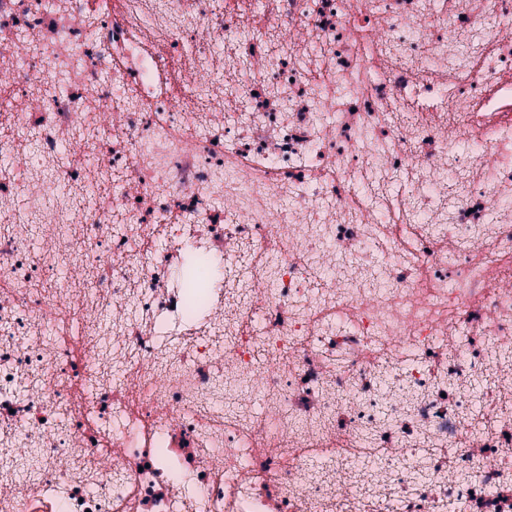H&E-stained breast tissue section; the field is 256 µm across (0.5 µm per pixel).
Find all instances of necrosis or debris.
<instances>
[{"mask_svg":"<svg viewBox=\"0 0 512 512\" xmlns=\"http://www.w3.org/2000/svg\"><path fill=\"white\" fill-rule=\"evenodd\" d=\"M0 512H512V0H0Z\"/></svg>","mask_w":512,"mask_h":512,"instance_id":"1","label":"necrosis or debris"}]
</instances>
